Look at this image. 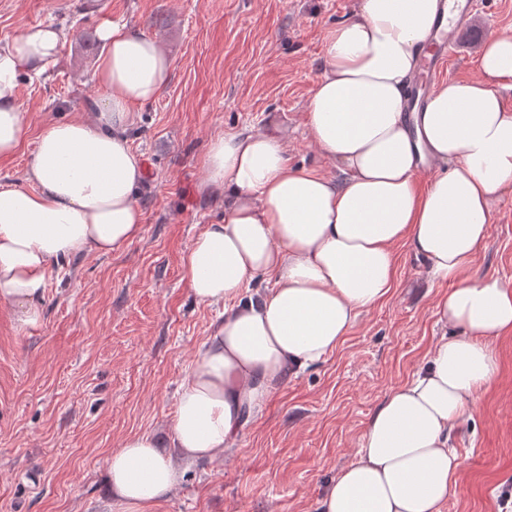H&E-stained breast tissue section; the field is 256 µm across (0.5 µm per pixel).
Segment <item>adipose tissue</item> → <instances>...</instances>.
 <instances>
[{
  "instance_id": "obj_1",
  "label": "adipose tissue",
  "mask_w": 512,
  "mask_h": 512,
  "mask_svg": "<svg viewBox=\"0 0 512 512\" xmlns=\"http://www.w3.org/2000/svg\"><path fill=\"white\" fill-rule=\"evenodd\" d=\"M453 0H359L329 29L305 111L313 144L339 177L292 166L283 141L260 132L212 140L202 189L224 202L182 257L193 296L220 305L180 386L170 448L126 438L107 459L116 512H154L182 465L210 460L258 416L269 396L343 343L359 315L384 302L398 243L449 282L435 304L447 336L370 416L358 458L325 488L317 512H444L462 462L448 432L499 373L493 349L512 334V282L475 278L495 202L512 194V32L493 31L478 75L434 86L422 111L410 87ZM98 95L80 115L46 125L28 187L0 184V304L19 327L43 319L47 288L69 259L122 250L142 231L144 161L131 146V108L154 101L171 61L142 29L107 23ZM67 39L51 24L0 46V158L22 144V78L40 77ZM434 177L420 185L421 161ZM272 288L250 291L251 281Z\"/></svg>"
}]
</instances>
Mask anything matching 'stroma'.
I'll return each mask as SVG.
<instances>
[{"label":"stroma","mask_w":512,"mask_h":512,"mask_svg":"<svg viewBox=\"0 0 512 512\" xmlns=\"http://www.w3.org/2000/svg\"><path fill=\"white\" fill-rule=\"evenodd\" d=\"M444 80L477 77L485 36L512 30V0H473ZM358 0H0V45L22 27L68 33L43 77L22 80L20 152L0 161V183L27 187L45 124L74 117L97 92L107 22L139 26L171 60L169 84L133 106L132 147L147 170L141 235L89 254L52 279L40 324L18 329L0 305V512H110L106 460L127 437L169 438L178 390L224 311L193 298L182 257L224 215L201 193L204 155L227 132L284 139L291 164L330 176L304 112L327 28ZM391 297L362 313L320 365L273 393L224 456L189 464L157 512H315L328 482L358 457L365 425L446 331L435 301L446 285L398 247ZM475 277L512 281V195L493 210ZM497 378L448 434L462 461L444 512H512V335L495 341Z\"/></svg>","instance_id":"35a3bbf8"}]
</instances>
